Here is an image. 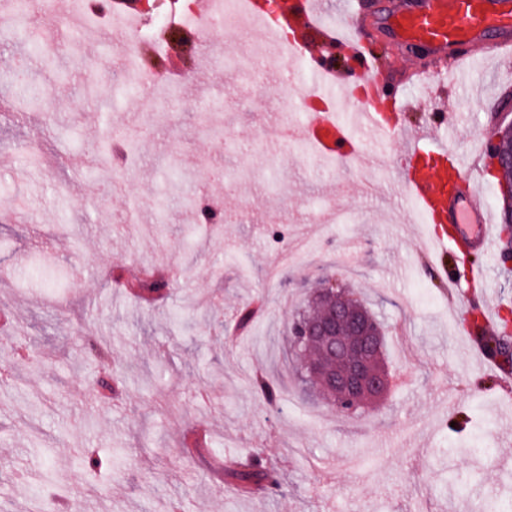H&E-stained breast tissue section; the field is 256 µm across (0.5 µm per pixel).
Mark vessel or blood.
<instances>
[{
    "label": "vessel or blood",
    "instance_id": "b4317fda",
    "mask_svg": "<svg viewBox=\"0 0 512 512\" xmlns=\"http://www.w3.org/2000/svg\"><path fill=\"white\" fill-rule=\"evenodd\" d=\"M246 10L267 31H278L285 24L298 32L323 27L315 0H277L271 11L261 7L259 0H246ZM384 24L396 41L421 42L434 53V64L414 71L420 84L444 78L445 64L460 66L475 52L496 56L504 63L512 61V0H397ZM363 80L371 99L360 106V121L326 112L298 127V135L313 144L319 157L339 155L358 164L365 158V141L393 136L395 122L386 118L377 104L382 95L378 76L367 74ZM407 138L405 154L410 168L403 181L404 192L426 225L423 248L439 256L436 268L454 297L460 281L445 262L451 241L440 229L453 225L459 238L486 253L495 240L490 213L477 177L469 175L461 158H454L448 166L429 165L430 153L447 155L446 143L432 140L423 129L408 131ZM461 180L466 183L465 191L451 192V184Z\"/></svg>",
    "mask_w": 512,
    "mask_h": 512
}]
</instances>
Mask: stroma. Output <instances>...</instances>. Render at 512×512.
I'll return each mask as SVG.
<instances>
[{"mask_svg":"<svg viewBox=\"0 0 512 512\" xmlns=\"http://www.w3.org/2000/svg\"><path fill=\"white\" fill-rule=\"evenodd\" d=\"M391 0H321L333 23L366 20L355 71L319 47L315 64L348 83L376 66L389 94L430 64L424 44L381 27ZM40 4L25 27L0 20V512H30L54 490L56 512H455L460 484L481 500L512 496V374L489 371L459 333L448 290L426 260V229L400 183L404 139L377 145L373 164L319 159L283 127L303 122L275 74L252 81L199 69L184 44L164 74L176 94L154 110L115 106L105 24L61 30L53 54L32 50L55 21ZM223 90L212 110L203 88ZM512 95V68L479 60L443 95L416 92L400 124L423 127L483 170L480 142ZM453 123H444L443 113ZM134 123L136 149L107 140ZM110 166L91 177L95 148ZM97 205H81L87 194ZM223 209V234L195 222L187 200ZM498 239L484 282L464 284L462 316L485 299L512 310V263ZM168 296L126 286L143 271ZM349 289L381 323L399 381L359 417L336 411L294 378L288 324L322 282ZM263 314L239 327L254 300ZM266 372L285 393L267 405L248 382ZM207 445L186 448L195 437ZM493 445L475 461L467 449ZM80 448L112 453L92 479ZM275 466L278 490L238 492L215 458Z\"/></svg>","mask_w":512,"mask_h":512,"instance_id":"stroma-1","label":"stroma"}]
</instances>
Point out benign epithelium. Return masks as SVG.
<instances>
[{
    "label": "benign epithelium",
    "instance_id": "benign-epithelium-1",
    "mask_svg": "<svg viewBox=\"0 0 512 512\" xmlns=\"http://www.w3.org/2000/svg\"><path fill=\"white\" fill-rule=\"evenodd\" d=\"M488 160L494 170L512 167V154L500 147V136L490 140ZM326 309L292 332L296 349H311L303 369L325 398L350 417L360 416L370 404L385 398L393 377L385 366L384 333L372 315L331 281L323 290Z\"/></svg>",
    "mask_w": 512,
    "mask_h": 512
}]
</instances>
